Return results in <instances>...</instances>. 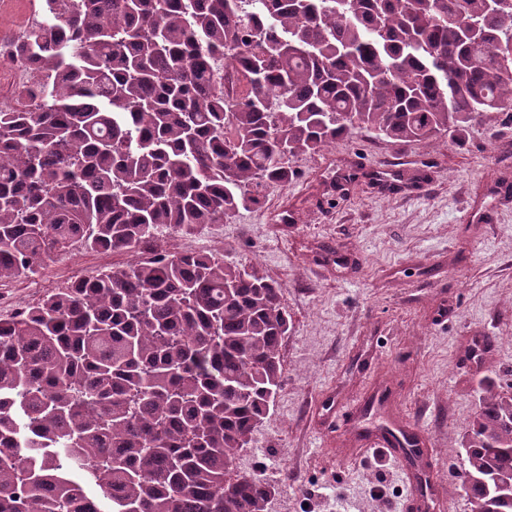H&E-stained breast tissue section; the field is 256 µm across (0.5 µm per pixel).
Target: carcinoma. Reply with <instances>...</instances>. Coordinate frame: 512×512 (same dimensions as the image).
<instances>
[{
    "mask_svg": "<svg viewBox=\"0 0 512 512\" xmlns=\"http://www.w3.org/2000/svg\"><path fill=\"white\" fill-rule=\"evenodd\" d=\"M38 0L0 105V283L132 253L0 317V512H266L234 474L281 385L282 286L175 236L358 130L457 135L512 109V0ZM244 90L224 97V67ZM472 512H512V389L462 444ZM95 256V253L90 252H73L67 256H51L44 259L42 264L41 273L33 277L38 280L39 287L36 289V298L43 297L48 291L54 288H61L64 283H56L50 277V270L60 263H66L72 277L83 276L89 274L88 262Z\"/></svg>",
    "mask_w": 512,
    "mask_h": 512,
    "instance_id": "cac0c4a2",
    "label": "carcinoma"
}]
</instances>
